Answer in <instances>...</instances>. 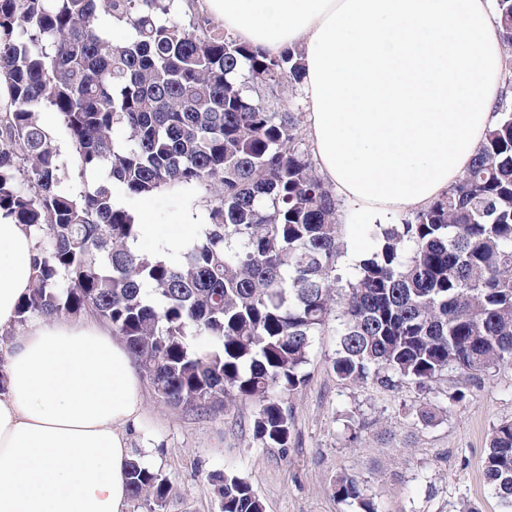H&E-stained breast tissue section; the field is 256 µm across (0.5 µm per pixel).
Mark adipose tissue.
I'll return each mask as SVG.
<instances>
[{
	"instance_id": "obj_1",
	"label": "adipose tissue",
	"mask_w": 512,
	"mask_h": 512,
	"mask_svg": "<svg viewBox=\"0 0 512 512\" xmlns=\"http://www.w3.org/2000/svg\"><path fill=\"white\" fill-rule=\"evenodd\" d=\"M239 42L299 47L306 128L350 224L419 210L472 163L504 92L495 0H198ZM34 238L0 218V512H128L139 372L90 319L19 322Z\"/></svg>"
}]
</instances>
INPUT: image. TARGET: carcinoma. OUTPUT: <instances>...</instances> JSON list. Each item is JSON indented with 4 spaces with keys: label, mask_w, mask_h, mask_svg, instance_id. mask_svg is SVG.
<instances>
[{
    "label": "carcinoma",
    "mask_w": 512,
    "mask_h": 512,
    "mask_svg": "<svg viewBox=\"0 0 512 512\" xmlns=\"http://www.w3.org/2000/svg\"><path fill=\"white\" fill-rule=\"evenodd\" d=\"M512 73V0H498ZM125 23L126 41L108 38ZM0 214L35 240L19 305L33 316L91 313L112 327L156 395L197 414L258 400L250 425L266 448L291 437L281 395L308 380L314 337L331 316L341 380L394 390L438 377L480 383L512 365V104L496 106L469 168L400 224H378L355 274L339 272V200L316 172L298 50L269 52L212 23L196 0H0ZM52 108L59 128L40 124ZM68 138L79 177L66 184ZM219 185L202 231L177 250L137 247L124 199ZM445 411H409L433 427ZM483 473L512 512V420L492 432ZM221 512H265L252 485L212 476ZM131 501L165 506L158 472L130 462ZM336 495L377 512L353 475Z\"/></svg>",
    "instance_id": "carcinoma-1"
}]
</instances>
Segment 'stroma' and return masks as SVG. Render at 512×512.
I'll use <instances>...</instances> for the list:
<instances>
[{
	"mask_svg": "<svg viewBox=\"0 0 512 512\" xmlns=\"http://www.w3.org/2000/svg\"><path fill=\"white\" fill-rule=\"evenodd\" d=\"M210 187L163 189L149 195L148 218L167 228L195 215L206 221ZM332 331L316 337L309 354V380L284 395L292 431L284 448H265L248 422L254 399L237 401L218 413L197 416L166 406L144 384V415L131 433L133 448L149 437L158 471L169 485L163 512H220L211 474L248 480L266 512H362L359 503L335 493L336 478L357 476L364 495L380 512H499L483 475L489 437L512 420V366L485 372L479 386L441 378L421 389L412 384L388 391L373 384L348 383L334 372ZM465 397L455 405L454 392ZM426 403L448 405L447 421L423 428L408 416Z\"/></svg>",
	"mask_w": 512,
	"mask_h": 512,
	"instance_id": "stroma-1",
	"label": "stroma"
}]
</instances>
